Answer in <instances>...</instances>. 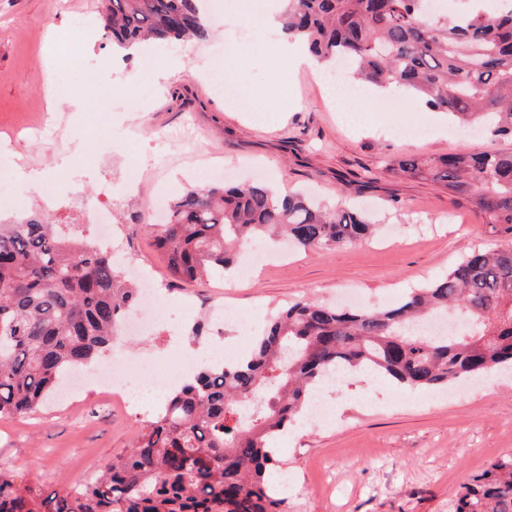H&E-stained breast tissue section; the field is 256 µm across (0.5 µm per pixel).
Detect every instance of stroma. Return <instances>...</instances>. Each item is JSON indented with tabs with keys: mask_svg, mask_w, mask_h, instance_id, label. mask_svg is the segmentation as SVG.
Listing matches in <instances>:
<instances>
[{
	"mask_svg": "<svg viewBox=\"0 0 512 512\" xmlns=\"http://www.w3.org/2000/svg\"><path fill=\"white\" fill-rule=\"evenodd\" d=\"M99 6V0H0V197L25 198L28 210L80 225L102 185L111 183L107 250L126 270L140 268L162 281L160 303L193 305L181 317L160 314L144 335L117 337L113 356L138 355L145 381L154 379L155 363L181 354L185 343L202 352L222 337L252 346L253 332L218 320L220 311L252 315L260 329L289 301L337 306L347 289L382 307L447 272L470 249L512 246V232L481 223L466 202H452L447 189L386 170L403 157L481 151L482 132L448 131L446 115L414 98L407 112L387 115L380 110L383 95L373 89L337 107L315 74L272 54L269 44L281 40L280 31L265 35L248 21L227 24L235 0H210L211 41L191 45L178 63L162 67L145 56L119 60ZM75 38L81 62L74 67L69 48ZM215 54L236 76L235 104L202 75ZM62 75L73 86L65 102L44 92L48 78ZM257 104L281 110L280 120L252 121ZM347 111L364 113V121L351 126L343 118ZM40 112L66 113L67 122L32 137L28 130ZM401 123L425 125L427 132L413 139L393 135ZM216 165L227 180L259 179L327 204L359 205L377 232L361 243L315 251L252 239L243 255L259 251L268 261L250 277L235 276L234 287H225L220 271L171 286L149 225ZM33 170L41 181H28ZM134 170L141 188L125 191ZM45 180L59 183V201L40 196ZM134 215L140 223H131ZM98 392L90 384L70 398H50L29 417L0 419V468L47 493L103 470L154 411L142 405L104 410ZM326 397L335 420L296 421L275 441L288 477V512H448L463 483L512 452V376L486 374L464 396L357 377Z\"/></svg>",
	"mask_w": 512,
	"mask_h": 512,
	"instance_id": "obj_1",
	"label": "stroma"
}]
</instances>
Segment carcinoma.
<instances>
[{
  "instance_id": "cac0c4a2",
  "label": "carcinoma",
  "mask_w": 512,
  "mask_h": 512,
  "mask_svg": "<svg viewBox=\"0 0 512 512\" xmlns=\"http://www.w3.org/2000/svg\"><path fill=\"white\" fill-rule=\"evenodd\" d=\"M112 43L207 41L198 0H99ZM450 18L425 0H284V29L321 61L352 77L402 88L431 111L484 127L487 146L390 171L428 176L468 203L482 223L512 229V0ZM375 229L347 208H329L262 182L192 188L152 227L174 282L226 270L247 238L282 234L300 250L349 245ZM81 271H73L75 261ZM136 289L105 250L34 212L0 224V418L35 411L70 370L112 347ZM455 313L463 332H420ZM373 372L415 389L512 370V248L473 250L443 277L384 308H337L302 299L281 310L245 358L205 365L170 390L130 449L91 482L43 496L0 470V512H287L268 480L269 441L304 416L332 372ZM449 512H512V452L472 476Z\"/></svg>"
}]
</instances>
